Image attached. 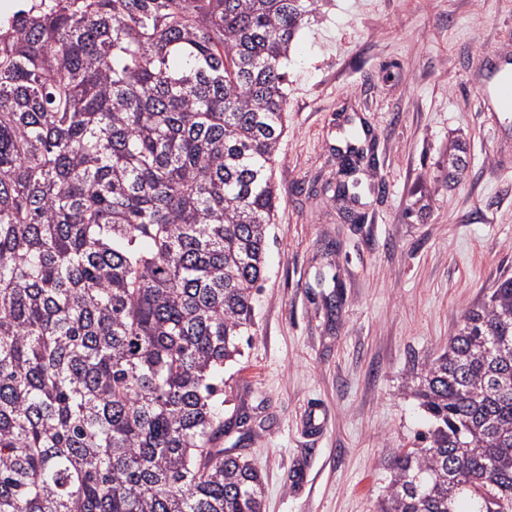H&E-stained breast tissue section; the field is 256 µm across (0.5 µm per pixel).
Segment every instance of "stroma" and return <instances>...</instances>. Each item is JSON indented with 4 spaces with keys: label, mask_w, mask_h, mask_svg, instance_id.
I'll use <instances>...</instances> for the list:
<instances>
[{
    "label": "stroma",
    "mask_w": 512,
    "mask_h": 512,
    "mask_svg": "<svg viewBox=\"0 0 512 512\" xmlns=\"http://www.w3.org/2000/svg\"><path fill=\"white\" fill-rule=\"evenodd\" d=\"M495 52L512 54V0L304 19L255 334L224 390L220 446L258 463L265 512H375L384 458L426 429L412 373L512 276V112L480 95ZM339 180L358 198H333Z\"/></svg>",
    "instance_id": "stroma-1"
}]
</instances>
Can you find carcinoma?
<instances>
[{"mask_svg": "<svg viewBox=\"0 0 512 512\" xmlns=\"http://www.w3.org/2000/svg\"><path fill=\"white\" fill-rule=\"evenodd\" d=\"M326 0H31L0 19V512H265L217 447L254 326L285 63ZM409 389L378 512H512V277Z\"/></svg>", "mask_w": 512, "mask_h": 512, "instance_id": "1", "label": "carcinoma"}]
</instances>
